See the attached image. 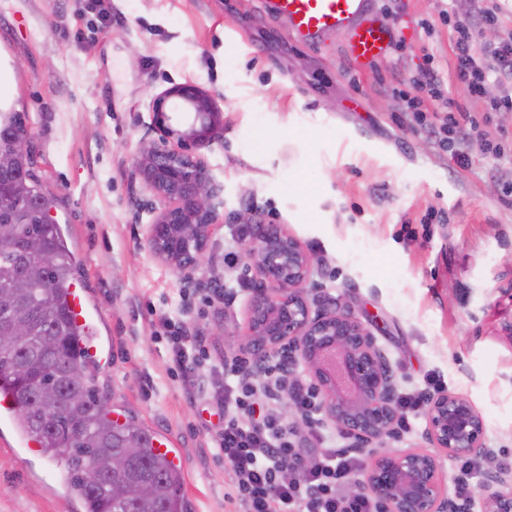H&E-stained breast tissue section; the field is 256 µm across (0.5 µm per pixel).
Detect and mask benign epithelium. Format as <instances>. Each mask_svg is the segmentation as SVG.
<instances>
[{
  "instance_id": "benign-epithelium-1",
  "label": "benign epithelium",
  "mask_w": 512,
  "mask_h": 512,
  "mask_svg": "<svg viewBox=\"0 0 512 512\" xmlns=\"http://www.w3.org/2000/svg\"><path fill=\"white\" fill-rule=\"evenodd\" d=\"M185 115L173 124L171 113ZM158 142L137 158L138 171L156 205L146 227V244L162 263L195 271L209 254L212 229L224 207V183L217 180L202 150L224 137V113L194 83L174 85L153 97ZM255 231L242 245L256 278L240 339L251 353L249 369L264 375L272 356H288V381L298 368L313 380L323 419L350 440L355 450L383 446L396 437L400 418L396 377L376 337L338 302L313 309L310 295L314 257L283 224H269L250 210L239 214ZM424 446L387 450L356 478L355 489L376 498L382 512H466L448 497L440 457L492 454L485 445V421L464 396L441 392L426 404ZM133 455L102 459L87 473L96 481L121 468ZM487 512H512V472L497 470L481 488Z\"/></svg>"
}]
</instances>
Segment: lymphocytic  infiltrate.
I'll return each instance as SVG.
<instances>
[{
  "label": "lymphocytic infiltrate",
  "instance_id": "obj_1",
  "mask_svg": "<svg viewBox=\"0 0 512 512\" xmlns=\"http://www.w3.org/2000/svg\"><path fill=\"white\" fill-rule=\"evenodd\" d=\"M455 67L473 96L481 98L489 85L500 88L492 111L512 110V36L476 53L467 24L456 26ZM168 330L172 361L179 368L200 365L206 346L201 336L163 319ZM211 375L223 380L215 395L224 410V427L210 436L216 456L230 464L236 486L228 512H380L373 497L349 493L347 487L362 462L347 449L327 445L318 456L302 458L291 441L292 432L275 410L262 421L250 420L256 404L270 401L276 379L253 381L244 364H212ZM290 480H283L285 467Z\"/></svg>",
  "mask_w": 512,
  "mask_h": 512
}]
</instances>
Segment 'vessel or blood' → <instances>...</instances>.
Instances as JSON below:
<instances>
[{
	"mask_svg": "<svg viewBox=\"0 0 512 512\" xmlns=\"http://www.w3.org/2000/svg\"><path fill=\"white\" fill-rule=\"evenodd\" d=\"M268 15L286 19L290 36L313 46L333 34L347 37L349 61L364 68L386 50L392 33L374 0H265Z\"/></svg>",
	"mask_w": 512,
	"mask_h": 512,
	"instance_id": "vessel-or-blood-1",
	"label": "vessel or blood"
}]
</instances>
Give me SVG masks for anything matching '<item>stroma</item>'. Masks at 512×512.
<instances>
[{"mask_svg":"<svg viewBox=\"0 0 512 512\" xmlns=\"http://www.w3.org/2000/svg\"><path fill=\"white\" fill-rule=\"evenodd\" d=\"M112 22L79 0H0V106L20 112L51 213L76 258L94 318L97 382L115 418L167 443L192 512H226L235 476L214 455L219 416L208 393L170 371L160 317L187 319L211 361L243 358L237 336L254 286L234 212L286 225L319 262V293L345 301L376 336L399 395L466 396L485 442L512 461V111L492 112L458 78L454 23L475 20V48L512 33L488 0H378L397 41L372 66L345 58V38L299 46L263 0H111ZM477 123L462 157L400 111L427 64ZM206 89L224 138L205 160L224 184L210 258L188 275L145 244L151 198L135 168L155 140L151 102L176 84ZM232 285L227 302L212 291ZM63 462L26 454L0 421V512H73Z\"/></svg>","mask_w":512,"mask_h":512,"instance_id":"stroma-1","label":"stroma"}]
</instances>
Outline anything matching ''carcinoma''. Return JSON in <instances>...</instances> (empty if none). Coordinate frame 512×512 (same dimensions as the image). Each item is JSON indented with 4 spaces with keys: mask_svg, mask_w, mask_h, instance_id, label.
I'll list each match as a JSON object with an SVG mask.
<instances>
[{
    "mask_svg": "<svg viewBox=\"0 0 512 512\" xmlns=\"http://www.w3.org/2000/svg\"><path fill=\"white\" fill-rule=\"evenodd\" d=\"M24 138L20 115L0 109V155L11 160L0 169V190L13 199L0 212V220L9 222V236L0 237V363L18 362L27 375L17 382L0 374V392L16 397L15 423L22 435L37 439L46 456L65 459L66 485L81 512H191L181 468L156 451L149 430L133 420H113L94 383L96 361L66 303L75 257L60 225L46 219L50 200L33 158L22 148ZM31 240L52 255L48 268L26 253ZM19 280L26 285L20 296ZM20 314L28 321L27 334L8 335ZM131 442L136 455L124 469L110 470L95 483L87 480L95 460L116 455ZM141 482L153 486L151 498L136 494Z\"/></svg>",
    "mask_w": 512,
    "mask_h": 512,
    "instance_id": "carcinoma-1",
    "label": "carcinoma"
}]
</instances>
